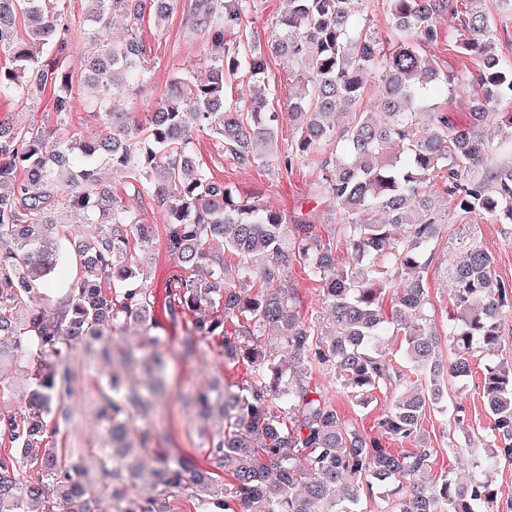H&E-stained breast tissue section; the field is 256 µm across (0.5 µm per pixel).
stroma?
<instances>
[{
  "label": "stroma",
  "instance_id": "35a3bbf8",
  "mask_svg": "<svg viewBox=\"0 0 512 512\" xmlns=\"http://www.w3.org/2000/svg\"><path fill=\"white\" fill-rule=\"evenodd\" d=\"M194 3L195 0H178L175 12L166 26L161 28L156 27L151 17H144L139 35L152 76L136 94L119 103L131 118L144 119L147 110L168 88L175 70L191 64L197 75H204L205 68L198 63L203 53L201 41L191 26ZM64 10L72 32L66 51L67 62L76 69L91 47L85 32V2L65 0ZM459 24V18L455 15H444L437 20L440 36L437 43L428 46L427 51L442 69L461 71L477 67L474 58L456 52L448 43L449 31L455 30ZM0 118L20 127L36 125L49 132L63 128L84 136H96L107 130L99 112L95 111L85 94L80 95L72 111L62 117L53 112L45 96L28 102L1 99ZM192 149L215 179L232 184L241 193L259 195L268 205L288 216L308 213L314 223L331 224L332 213L312 189L319 172L318 163L295 167L289 173L279 170L274 164L245 171L226 159L219 144L203 132L194 135ZM106 186L122 205L140 213L144 223L154 225V244L148 252L147 263L153 273L152 285L156 298L164 300L168 274L174 262L165 249L164 227L156 207L147 197L137 195L122 175H108ZM472 231L493 256L496 276L512 281V225L493 224L478 217L474 220ZM431 253L432 261L427 270L430 313L438 334L444 338L448 335V312L453 304L452 286L445 276L447 239H439L432 246ZM155 316L164 322L160 334L168 359L167 393L160 399L151 418L136 420L135 426L139 429L151 427L160 437L159 447L201 462L205 459L204 423L195 408L187 403V396L204 388L212 378H219L227 384L240 383L248 378L249 372L246 365L241 363L232 368L225 366L218 341L209 337L198 341L195 357L183 358L182 342L193 332L191 319L174 324L167 322L160 307L156 308ZM501 335L500 348L475 357L471 376L462 385L448 390L449 402L464 410L463 427H455L452 418L434 411L427 412L422 422L428 444L434 450L431 459L433 475L474 468V458L467 449L491 423L482 397L481 377L486 364L498 360L512 361V313L502 320ZM71 364L79 374L78 403L73 419L61 428L59 437L68 448H96L103 434L102 424L96 418L99 404L96 389L107 381L111 368L81 351L73 353ZM307 382L310 388L323 394L336 407L346 428L376 435V421L390 408L389 393L377 391L366 401L360 402L339 390L331 378L321 372L309 373Z\"/></svg>",
  "mask_w": 512,
  "mask_h": 512
}]
</instances>
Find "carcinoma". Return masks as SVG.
I'll list each match as a JSON object with an SVG mask.
<instances>
[{
    "mask_svg": "<svg viewBox=\"0 0 512 512\" xmlns=\"http://www.w3.org/2000/svg\"><path fill=\"white\" fill-rule=\"evenodd\" d=\"M64 0H0V98L27 101L50 91L52 109L71 111L77 90L112 132L95 138L55 136L0 121V364L26 362L22 385L0 374V512H171L188 492L195 512H358L363 496L393 481L406 494L394 512H499L492 474L512 462V364L485 368L483 398L492 417L477 455L479 473L465 480L430 476L432 449L421 440L428 410L448 406L440 377L463 382L474 349L500 341V321L512 311V284L494 275L492 257L465 233L447 228L433 198L455 201L457 217L512 224V55L499 42L484 0H386L390 33L374 31L364 0H287L266 44L224 42V29L248 18L252 0H196V31L205 39L208 75L176 73L167 93L134 124L114 102L150 80L138 24L149 13L165 26L176 0H86L93 51L80 78L61 61L69 40ZM461 16L456 39L480 68L443 71L425 47L436 42V19ZM117 14L130 22L122 41L109 38ZM23 18L25 36L18 35ZM286 63L302 90L287 112L273 105L269 56ZM465 96L461 116L435 102ZM351 114L338 129L331 117ZM292 139L279 150V125ZM205 131L243 170L272 161L287 172L321 159L314 189L337 220L350 250L336 262L331 242L310 216H287L214 179L192 151ZM123 174L162 214L165 244L176 263L164 299L173 323L197 315L196 337H217L224 363L246 364L249 380L198 393L200 415L212 421L208 466L166 448L147 454L153 435L129 439L134 419L152 412L166 365L158 349L148 251L154 225L142 223L101 183L103 169ZM97 225L76 239L66 217ZM464 250L450 263L453 312L448 315V363L428 312V250L443 232ZM242 260L231 269L224 253ZM71 262L74 278L56 286V270ZM299 266L318 283L332 329L297 310L288 271ZM49 302L32 305L35 294ZM391 307L385 308L388 294ZM131 326L156 346L149 358L112 351L110 336ZM401 337L405 375L386 352ZM77 348L112 366L100 390L102 447L83 456L59 444L73 416ZM142 367L144 379L131 382ZM326 371L336 387L364 401L393 396L378 419V436L343 427L340 414L304 382ZM19 395L25 409L3 403ZM419 440L411 451L385 441Z\"/></svg>",
    "mask_w": 512,
    "mask_h": 512,
    "instance_id": "1",
    "label": "carcinoma"
}]
</instances>
